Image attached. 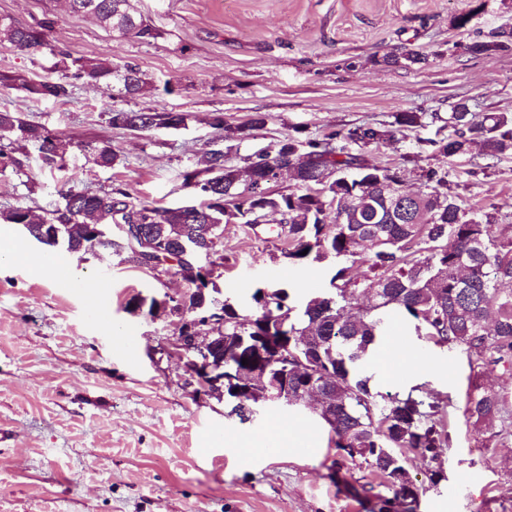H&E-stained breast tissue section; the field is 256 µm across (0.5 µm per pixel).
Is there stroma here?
Masks as SVG:
<instances>
[{"label": "stroma", "instance_id": "obj_1", "mask_svg": "<svg viewBox=\"0 0 512 512\" xmlns=\"http://www.w3.org/2000/svg\"><path fill=\"white\" fill-rule=\"evenodd\" d=\"M161 38L145 43L67 12L65 0H0V16L44 24L39 50L0 44V72L32 80L53 76L77 58L135 64L149 85L118 107H163L190 116L178 131L130 132L108 124L103 87L74 81L69 96L35 100L0 88V110L74 139H111L124 165L101 168L67 158L63 171L40 167L36 150L24 169L0 171V209L22 204L43 215L60 201L62 182L103 191L122 185L160 207L193 202L185 171L196 169L215 133L213 115L263 129L230 144L232 162L284 136L320 138L385 124L394 138L361 147L373 163L395 168L416 190L430 169L445 173L448 193L463 207L512 224V159L448 158L432 151L451 103L475 112L512 113V51L474 56L468 44L512 36V0H132ZM468 16L458 26L459 16ZM419 54V62L408 54ZM402 112L420 115L400 126ZM224 265L213 281L221 295L251 312L261 284L286 285L302 300L327 288L332 262L295 263L286 239L245 224L224 227ZM81 278L67 286L28 265L0 267V512H378L362 487L367 465L339 459L329 426L310 412L270 406L243 422L211 397L195 398L169 353L177 319L132 309L134 296L187 292L170 273L149 272L99 249L76 258ZM100 282L95 300L86 280ZM122 330L131 350L112 344ZM424 375L376 376L382 392L426 383L453 401L452 446L428 483V466L407 453L406 468L422 485L416 512H512V435L474 430L464 415L470 369L465 353L433 345ZM308 433L293 454L244 456L225 435L263 437L280 420Z\"/></svg>", "mask_w": 512, "mask_h": 512}]
</instances>
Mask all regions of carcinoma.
I'll return each instance as SVG.
<instances>
[{
	"instance_id": "carcinoma-1",
	"label": "carcinoma",
	"mask_w": 512,
	"mask_h": 512,
	"mask_svg": "<svg viewBox=\"0 0 512 512\" xmlns=\"http://www.w3.org/2000/svg\"><path fill=\"white\" fill-rule=\"evenodd\" d=\"M74 13L95 14L99 24L141 41L161 36L159 30L133 11L130 0H69ZM0 43L20 49L44 45L42 34L13 20L0 23ZM508 49L502 40L476 39L468 51L476 56ZM75 72L56 78L29 80L21 75L0 73V87H20L39 100L69 94V79L106 86L118 94L135 97L147 82L136 66H116L94 59L73 61ZM109 123L116 129L146 132L159 126L179 130L189 115L156 107L126 110L108 108ZM266 119L253 115L243 125L231 126L215 115L211 127L225 141L245 138L261 129ZM452 133L426 143L448 157L473 159L512 158V113L482 115L469 111L465 102H455L448 112ZM0 168L22 171L16 153L34 146L44 166L61 169L66 157L80 152L99 167L124 163L109 139L75 141L54 134L41 125L23 120L17 113L0 111ZM394 137L385 126H367L336 132L322 139L301 140L286 136L274 155L253 152L233 164L217 149L202 157L204 168L185 174L199 202L177 207H157L134 198L121 186L107 191L59 190L61 201L47 216L37 217L24 205L0 211L3 224H43L45 230L66 241L64 250L84 255L98 248L140 263V255L162 261L178 257L176 274L192 285L189 306L211 304V272L194 271L185 250L219 251L215 242L226 224L259 225L276 216L288 238L286 257L302 262L341 259L330 278V290L294 305L287 288L267 285L251 295L256 308L243 315L230 299H224V358L226 396L231 412L246 420L240 405L237 375L265 362L268 376L288 385V393L312 380H324L335 393L336 422L330 425L336 447L351 461L365 463L379 479L374 493L379 512H390L394 501L406 512H415L421 487L410 477L404 462L408 451L433 463L450 447L447 405L424 386L403 393H382L373 386V359L387 335L394 315L413 324L418 339L467 354L470 388L465 414L472 425L488 428L507 412L505 398L481 383L482 374L499 363L512 364V225L493 231L490 216L479 209L463 208L448 194L445 175L428 170L421 175L423 190L406 209L377 187L392 178L391 169L364 165L362 154L350 144L364 146ZM308 157L299 164L295 190H271L269 174L274 166ZM336 168L338 177L320 193L307 188V180L318 165ZM345 198L353 206L341 208ZM94 224L141 225L149 229L147 244L140 252L123 248L112 238L96 239ZM368 264L369 274L351 275L347 262ZM247 364H242V359Z\"/></svg>"
}]
</instances>
